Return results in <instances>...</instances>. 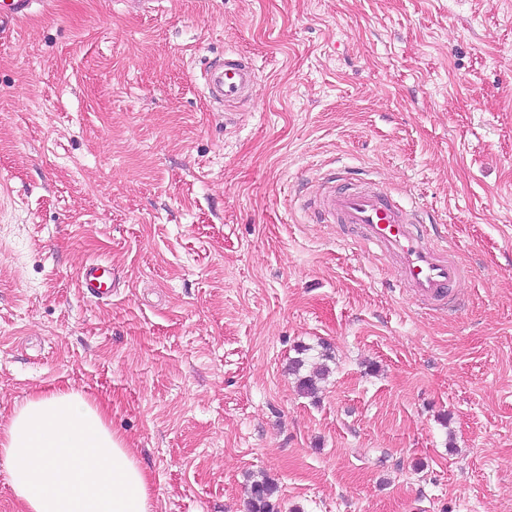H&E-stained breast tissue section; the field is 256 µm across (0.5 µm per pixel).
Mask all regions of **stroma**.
Returning a JSON list of instances; mask_svg holds the SVG:
<instances>
[{
    "mask_svg": "<svg viewBox=\"0 0 512 512\" xmlns=\"http://www.w3.org/2000/svg\"><path fill=\"white\" fill-rule=\"evenodd\" d=\"M227 51L259 74L229 126ZM332 168L423 205L456 315L299 208ZM69 389L154 512L262 478L276 512H512V0H54L0 33V426ZM81 288L98 298L112 296V269L99 263L84 265L78 271Z\"/></svg>",
    "mask_w": 512,
    "mask_h": 512,
    "instance_id": "35a3bbf8",
    "label": "stroma"
}]
</instances>
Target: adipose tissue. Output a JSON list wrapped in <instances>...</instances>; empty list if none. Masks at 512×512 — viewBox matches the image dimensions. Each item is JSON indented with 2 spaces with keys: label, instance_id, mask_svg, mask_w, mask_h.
<instances>
[{
  "label": "adipose tissue",
  "instance_id": "ef3b65f1",
  "mask_svg": "<svg viewBox=\"0 0 512 512\" xmlns=\"http://www.w3.org/2000/svg\"><path fill=\"white\" fill-rule=\"evenodd\" d=\"M0 458L24 512H153L147 473L80 391L21 405L0 428Z\"/></svg>",
  "mask_w": 512,
  "mask_h": 512
}]
</instances>
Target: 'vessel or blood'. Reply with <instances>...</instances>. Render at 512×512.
Here are the masks:
<instances>
[{"mask_svg":"<svg viewBox=\"0 0 512 512\" xmlns=\"http://www.w3.org/2000/svg\"><path fill=\"white\" fill-rule=\"evenodd\" d=\"M37 4L46 8L50 0H0V28L28 17ZM203 79L213 103L225 107L250 100L258 75L238 53L228 52L223 61L205 69ZM306 206L319 223L356 227L377 254L393 261L403 289L422 308L449 301L466 275L465 268L449 254L447 247L424 232V209L394 202L376 183H352L341 189L325 185L311 195ZM78 280L81 288L93 296L112 294V270L107 266H82Z\"/></svg>","mask_w":512,"mask_h":512,"instance_id":"obj_1","label":"vessel or blood"}]
</instances>
